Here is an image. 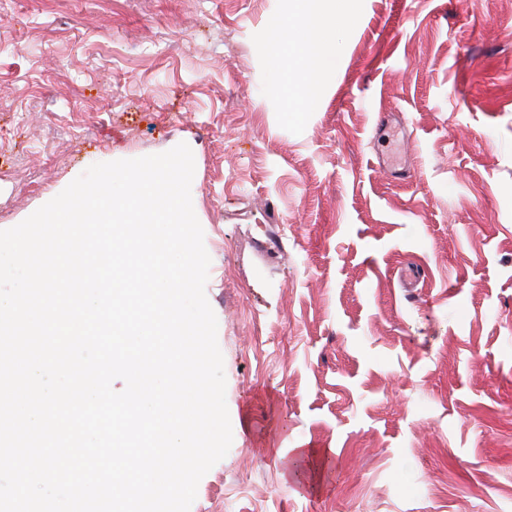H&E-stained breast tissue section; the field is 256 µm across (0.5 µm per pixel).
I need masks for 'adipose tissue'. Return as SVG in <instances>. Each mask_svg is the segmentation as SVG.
Wrapping results in <instances>:
<instances>
[{"instance_id":"obj_1","label":"adipose tissue","mask_w":512,"mask_h":512,"mask_svg":"<svg viewBox=\"0 0 512 512\" xmlns=\"http://www.w3.org/2000/svg\"><path fill=\"white\" fill-rule=\"evenodd\" d=\"M364 0H288L267 26V51L276 65L274 94L292 119L323 93L337 62L336 38L351 28Z\"/></svg>"}]
</instances>
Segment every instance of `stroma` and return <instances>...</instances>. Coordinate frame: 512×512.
<instances>
[{
  "label": "stroma",
  "mask_w": 512,
  "mask_h": 512,
  "mask_svg": "<svg viewBox=\"0 0 512 512\" xmlns=\"http://www.w3.org/2000/svg\"><path fill=\"white\" fill-rule=\"evenodd\" d=\"M287 7L5 0L0 230L187 143L233 432L190 512H512V0H366L298 124Z\"/></svg>",
  "instance_id": "obj_1"
}]
</instances>
